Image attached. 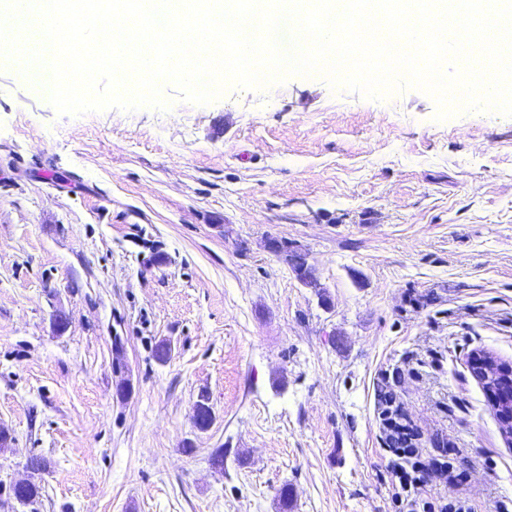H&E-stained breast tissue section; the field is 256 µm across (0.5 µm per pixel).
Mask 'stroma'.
<instances>
[{
    "mask_svg": "<svg viewBox=\"0 0 512 512\" xmlns=\"http://www.w3.org/2000/svg\"><path fill=\"white\" fill-rule=\"evenodd\" d=\"M163 95L61 114L0 64V512H391L385 390L455 449L440 497L512 512L471 365L512 371V116L319 74Z\"/></svg>",
    "mask_w": 512,
    "mask_h": 512,
    "instance_id": "1",
    "label": "stroma"
}]
</instances>
